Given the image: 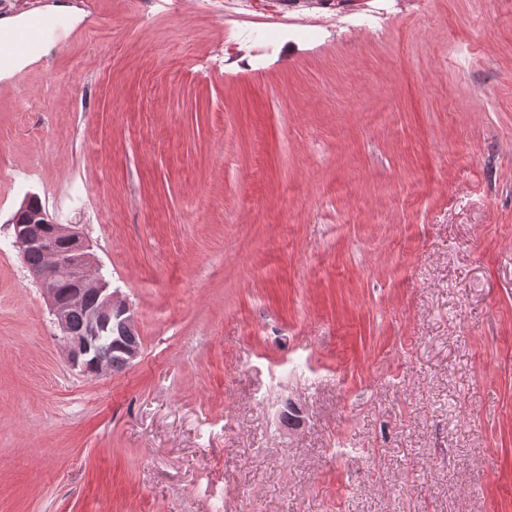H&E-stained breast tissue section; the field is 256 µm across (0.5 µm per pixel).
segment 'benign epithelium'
I'll return each instance as SVG.
<instances>
[{"label": "benign epithelium", "instance_id": "7a95c632", "mask_svg": "<svg viewBox=\"0 0 512 512\" xmlns=\"http://www.w3.org/2000/svg\"><path fill=\"white\" fill-rule=\"evenodd\" d=\"M48 223L44 211L30 215L23 224H13L15 244L21 257L33 249L45 256V265L32 271L46 296L53 322L60 332L68 352L71 364L88 373L87 361L93 359V375L99 376L112 372L110 362L101 358V333L117 319L124 332L121 346L123 362L131 365L141 354L139 330L135 313L110 288V283L99 273V267L89 253V244L73 224H57L53 232L47 234L43 225ZM56 276L69 278L75 290L67 302L59 300L55 294L52 280ZM92 293L98 298V305L85 310V328L83 336L74 338L70 333L69 317L72 310L82 307L85 296Z\"/></svg>", "mask_w": 512, "mask_h": 512}]
</instances>
